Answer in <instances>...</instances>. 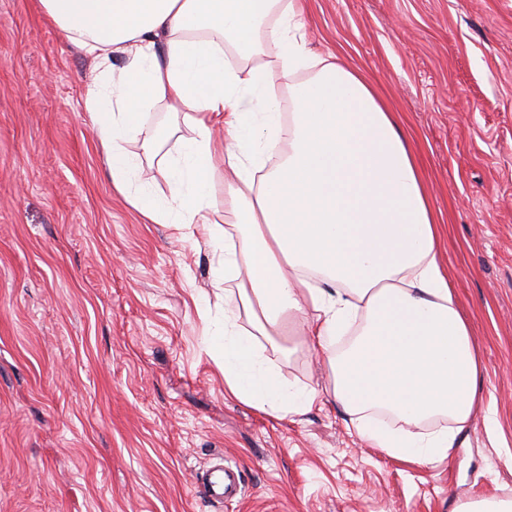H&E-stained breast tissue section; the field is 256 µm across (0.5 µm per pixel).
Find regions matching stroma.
<instances>
[{"label":"stroma","instance_id":"obj_1","mask_svg":"<svg viewBox=\"0 0 512 512\" xmlns=\"http://www.w3.org/2000/svg\"><path fill=\"white\" fill-rule=\"evenodd\" d=\"M313 57L359 68L409 137L438 255L480 355L448 458L372 448L297 324L269 358L317 393L245 405L206 335L229 174L211 225L158 224L114 192L85 109L99 73L38 0H0V512H458L512 497V0H302ZM243 493L216 505L214 457Z\"/></svg>","mask_w":512,"mask_h":512}]
</instances>
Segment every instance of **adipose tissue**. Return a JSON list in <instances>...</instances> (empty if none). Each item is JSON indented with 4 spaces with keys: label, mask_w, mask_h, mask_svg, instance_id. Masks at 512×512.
<instances>
[{
    "label": "adipose tissue",
    "mask_w": 512,
    "mask_h": 512,
    "mask_svg": "<svg viewBox=\"0 0 512 512\" xmlns=\"http://www.w3.org/2000/svg\"><path fill=\"white\" fill-rule=\"evenodd\" d=\"M39 2L101 67L86 108L112 185L133 207L162 224H205L214 173L224 166L233 175L224 209L238 235L224 240L223 275L237 282L238 301L209 338L229 393L275 412L313 404L315 392L285 384L261 342L300 313L319 351L353 331L330 362L333 396L358 416L367 444L412 463L447 457L476 405L481 361L439 261L412 152L363 79L333 58L311 57L296 38L291 2ZM274 11L277 22L261 32ZM261 43L284 74L316 70L289 87L291 125L268 100L266 69L239 68ZM115 52L127 58L117 72L108 66ZM155 101L172 103L195 132L166 163L173 193L159 205L123 149ZM215 117L224 124L220 144L209 126ZM283 136L287 156L255 182L263 146ZM436 418L448 427L421 433Z\"/></svg>",
    "instance_id": "ef3b65f1"
}]
</instances>
